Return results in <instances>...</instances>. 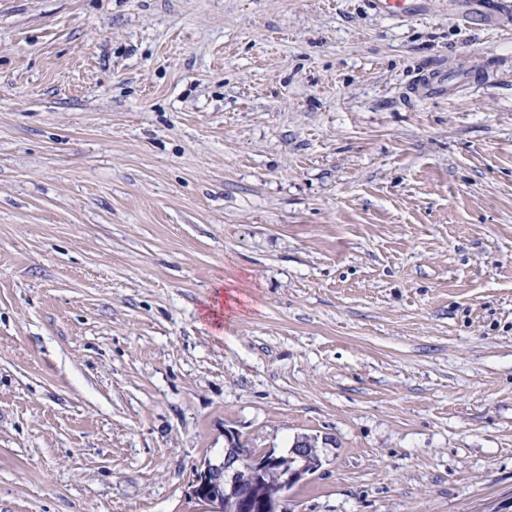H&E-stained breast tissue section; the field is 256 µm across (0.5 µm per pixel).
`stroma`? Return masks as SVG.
<instances>
[{
    "mask_svg": "<svg viewBox=\"0 0 512 512\" xmlns=\"http://www.w3.org/2000/svg\"><path fill=\"white\" fill-rule=\"evenodd\" d=\"M492 2L0 0V512H207L229 432L322 440L287 512H512ZM418 0H370L372 8L389 16L403 17L417 11Z\"/></svg>",
    "mask_w": 512,
    "mask_h": 512,
    "instance_id": "1",
    "label": "stroma"
}]
</instances>
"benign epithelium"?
Masks as SVG:
<instances>
[{
	"label": "benign epithelium",
	"instance_id": "benign-epithelium-1",
	"mask_svg": "<svg viewBox=\"0 0 512 512\" xmlns=\"http://www.w3.org/2000/svg\"><path fill=\"white\" fill-rule=\"evenodd\" d=\"M312 448L313 444L302 441L300 447L291 449L286 456L244 448L218 463L208 461L197 472L193 494L211 506L210 512H246L255 501L260 503L261 512H282V497L271 500L257 494V488L241 478V469L263 473L273 468L283 475L281 485L286 490L321 469L308 460ZM294 456L304 459V464L290 469L288 458Z\"/></svg>",
	"mask_w": 512,
	"mask_h": 512
}]
</instances>
